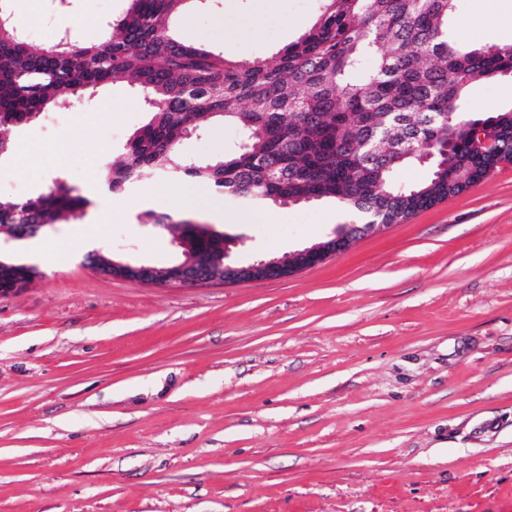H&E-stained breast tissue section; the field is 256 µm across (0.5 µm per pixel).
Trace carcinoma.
Wrapping results in <instances>:
<instances>
[{"instance_id":"obj_1","label":"carcinoma","mask_w":512,"mask_h":512,"mask_svg":"<svg viewBox=\"0 0 512 512\" xmlns=\"http://www.w3.org/2000/svg\"><path fill=\"white\" fill-rule=\"evenodd\" d=\"M187 0H128L115 34L78 44L65 34L33 51L6 7L0 18V157L13 130L46 108L123 79L153 107L126 152L106 163L112 192L152 169L256 206L333 201L366 224H398L512 164V106L476 114L472 87L512 78V45L459 48L448 40L456 0H323L316 23L275 60H229L171 29ZM360 72L362 78L352 75ZM222 117L242 132L238 149L196 164L178 152L192 127ZM432 150L428 177L397 184L394 172ZM89 201L63 183L36 197H0V225L80 217ZM146 223L180 227L193 248L221 251L223 231L170 214Z\"/></svg>"}]
</instances>
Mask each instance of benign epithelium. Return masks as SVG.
I'll use <instances>...</instances> for the list:
<instances>
[{
    "label": "benign epithelium",
    "instance_id": "1",
    "mask_svg": "<svg viewBox=\"0 0 512 512\" xmlns=\"http://www.w3.org/2000/svg\"><path fill=\"white\" fill-rule=\"evenodd\" d=\"M383 228H385L383 224H342L333 237L323 242L292 252L282 259L260 260L248 265L229 261L230 246L233 242L226 241L221 259L224 280L241 282L284 278L300 270L314 267L328 257L347 250L352 245V241L345 237V232L355 229L357 234L364 236L377 233ZM177 245L182 250L183 258L168 265L150 267L149 283H179L194 286L211 280L212 275L207 273V269L213 261L192 252L187 243L181 239L177 240ZM137 271H139L138 266L121 261H113L108 267L101 269V272L112 277L128 280L133 279L132 273Z\"/></svg>",
    "mask_w": 512,
    "mask_h": 512
}]
</instances>
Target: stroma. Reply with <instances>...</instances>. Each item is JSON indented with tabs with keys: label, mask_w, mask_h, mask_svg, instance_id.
I'll use <instances>...</instances> for the list:
<instances>
[{
	"label": "stroma",
	"mask_w": 512,
	"mask_h": 512,
	"mask_svg": "<svg viewBox=\"0 0 512 512\" xmlns=\"http://www.w3.org/2000/svg\"><path fill=\"white\" fill-rule=\"evenodd\" d=\"M320 0H189L186 43L275 58ZM126 0H55L80 43L109 35ZM453 41L512 44V0H457ZM127 82L42 112L0 158V195L61 182L92 199L79 219L0 245L36 266L0 294V512H512V164L459 196L276 280L186 287L101 274L91 251L165 264L175 194L220 209L248 263L332 236L335 203L256 219L197 182L143 175L97 194L103 163L148 123ZM221 121L182 140L205 164L236 149Z\"/></svg>",
	"instance_id": "stroma-1"
}]
</instances>
